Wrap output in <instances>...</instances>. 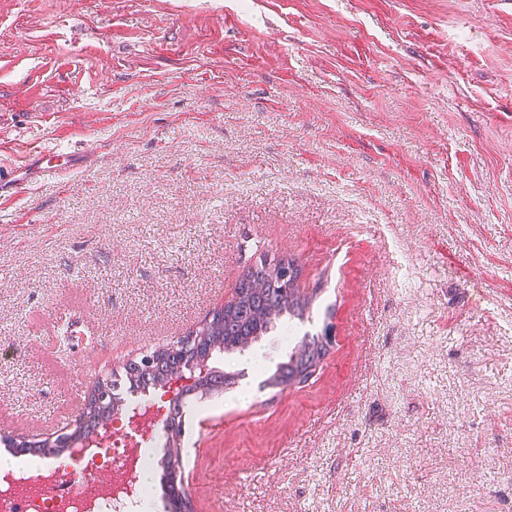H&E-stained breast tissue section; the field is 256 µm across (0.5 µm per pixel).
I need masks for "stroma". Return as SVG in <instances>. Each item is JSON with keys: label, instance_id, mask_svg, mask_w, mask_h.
<instances>
[{"label": "stroma", "instance_id": "stroma-1", "mask_svg": "<svg viewBox=\"0 0 512 512\" xmlns=\"http://www.w3.org/2000/svg\"><path fill=\"white\" fill-rule=\"evenodd\" d=\"M282 256L335 342L213 353L194 512H512V0H0V433ZM329 346L325 333L304 337L288 353L287 360L278 363L275 371L264 380L265 387L283 388L306 381L327 356Z\"/></svg>", "mask_w": 512, "mask_h": 512}]
</instances>
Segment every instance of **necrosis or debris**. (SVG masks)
Returning a JSON list of instances; mask_svg holds the SVG:
<instances>
[{"mask_svg": "<svg viewBox=\"0 0 512 512\" xmlns=\"http://www.w3.org/2000/svg\"><path fill=\"white\" fill-rule=\"evenodd\" d=\"M161 445V433L145 440L133 429L125 440L94 448L77 445L58 456L39 457L9 469L0 467V512H165L150 480ZM132 453L137 456L136 495L116 496L111 484L94 479L100 464L124 466ZM65 483L72 484V491H62Z\"/></svg>", "mask_w": 512, "mask_h": 512, "instance_id": "obj_1", "label": "necrosis or debris"}]
</instances>
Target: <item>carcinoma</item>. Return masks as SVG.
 <instances>
[{
    "label": "carcinoma",
    "mask_w": 512,
    "mask_h": 512,
    "mask_svg": "<svg viewBox=\"0 0 512 512\" xmlns=\"http://www.w3.org/2000/svg\"><path fill=\"white\" fill-rule=\"evenodd\" d=\"M295 265V260L275 262L261 261L241 279L233 297L220 308L213 310L210 320L195 330V338L190 350L179 352L176 360L184 367H195L210 359L213 352L233 353L242 351L258 342L268 333L275 331L284 317L304 321L308 318L313 297L300 290L298 274L284 280L278 272L282 263ZM329 343L326 335L305 337L300 344L288 353L287 360L278 363L275 371L265 380L267 388H283L307 380L327 356ZM171 359L158 358L152 364L130 362L123 366L122 373H112L110 389L125 386L142 393L150 388L161 386L169 370ZM236 374L208 369L200 383L186 391L188 400H198L205 396L220 394L234 387ZM105 409L86 404L83 421L70 434L72 442L90 436L97 428V422ZM64 450L55 441L44 439L34 441L28 447L19 449L21 453L52 455ZM179 453L171 450L161 460L163 470L161 488L166 498L167 512H181L180 503L185 496L183 487L167 478L172 462Z\"/></svg>",
    "instance_id": "1"
}]
</instances>
